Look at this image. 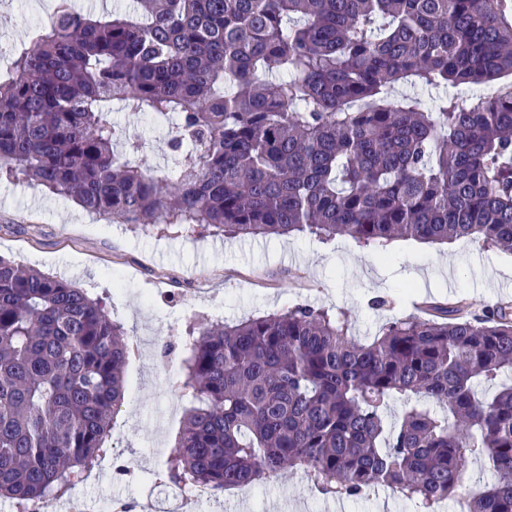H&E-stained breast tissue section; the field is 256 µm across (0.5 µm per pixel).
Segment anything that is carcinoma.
I'll list each match as a JSON object with an SVG mask.
<instances>
[{
    "instance_id": "obj_1",
    "label": "carcinoma",
    "mask_w": 512,
    "mask_h": 512,
    "mask_svg": "<svg viewBox=\"0 0 512 512\" xmlns=\"http://www.w3.org/2000/svg\"><path fill=\"white\" fill-rule=\"evenodd\" d=\"M135 3L98 17L59 0L16 56L0 179L144 228L350 237L382 259L397 239L512 254V0ZM116 103L175 117L165 171L138 160ZM426 306L365 342L311 306L167 341L191 401L164 482L222 492L301 469L324 495L383 484L433 512L478 456L494 479L460 512H512V308ZM130 354L102 299L0 258V498L16 512L107 453Z\"/></svg>"
}]
</instances>
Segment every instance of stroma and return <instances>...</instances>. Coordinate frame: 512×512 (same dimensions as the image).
Returning a JSON list of instances; mask_svg holds the SVG:
<instances>
[{
	"instance_id": "1",
	"label": "stroma",
	"mask_w": 512,
	"mask_h": 512,
	"mask_svg": "<svg viewBox=\"0 0 512 512\" xmlns=\"http://www.w3.org/2000/svg\"><path fill=\"white\" fill-rule=\"evenodd\" d=\"M57 0H0V80L16 52L28 45L31 16L47 21ZM124 137L144 142L146 166L169 163L167 128L143 114L115 112ZM388 260L348 237L321 243L310 235L227 239L185 225L145 232L89 214L70 198L25 182L0 180V256L108 297L135 344L125 400L108 441L109 467L79 483L74 497L88 512H113L119 501L156 512L152 487L165 467L188 400L180 366L161 358L163 342L189 321L237 323L296 304L346 313L351 332L372 338L380 327L411 316L413 300L466 299L475 311L512 301V255L457 240L393 242ZM389 300L374 309L371 298ZM128 475L120 476L116 466ZM199 512H417L383 485L363 497L323 496L301 470L251 487L231 489Z\"/></svg>"
}]
</instances>
